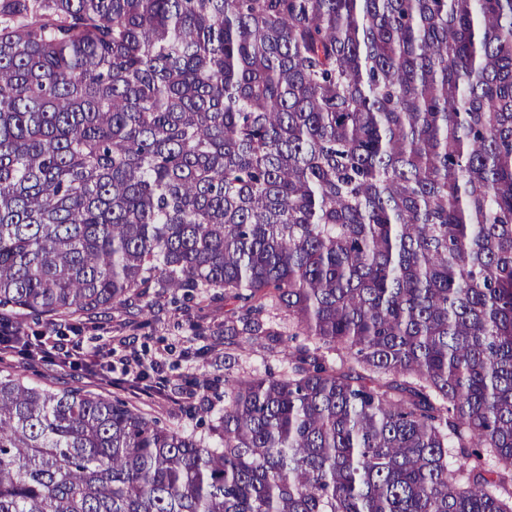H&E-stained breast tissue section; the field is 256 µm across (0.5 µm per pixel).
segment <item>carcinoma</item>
<instances>
[{"instance_id": "cac0c4a2", "label": "carcinoma", "mask_w": 512, "mask_h": 512, "mask_svg": "<svg viewBox=\"0 0 512 512\" xmlns=\"http://www.w3.org/2000/svg\"><path fill=\"white\" fill-rule=\"evenodd\" d=\"M144 288L306 343L205 435L0 377V512H512V0H0V310Z\"/></svg>"}]
</instances>
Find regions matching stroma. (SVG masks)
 Segmentation results:
<instances>
[{"label":"stroma","mask_w":512,"mask_h":512,"mask_svg":"<svg viewBox=\"0 0 512 512\" xmlns=\"http://www.w3.org/2000/svg\"><path fill=\"white\" fill-rule=\"evenodd\" d=\"M232 305L223 298L205 301H180L164 288H150L139 306L112 309L82 320L80 328L58 316H19L24 334L30 336H63L65 345H80L83 350L94 347L110 349L112 374L124 375L127 360L137 355L151 364V380L168 378L171 388L151 394L137 390L113 389L115 397L139 408L161 424L188 431L196 430L191 408L209 405L218 412L216 400L201 402L187 398L179 384L202 376L235 378L280 373L288 368V347L279 339L266 337L248 347L239 338L225 335L224 323L230 318ZM88 365H71L62 360H31L21 354L0 357V373L21 374L29 381L56 389L94 391L87 377Z\"/></svg>","instance_id":"1"}]
</instances>
